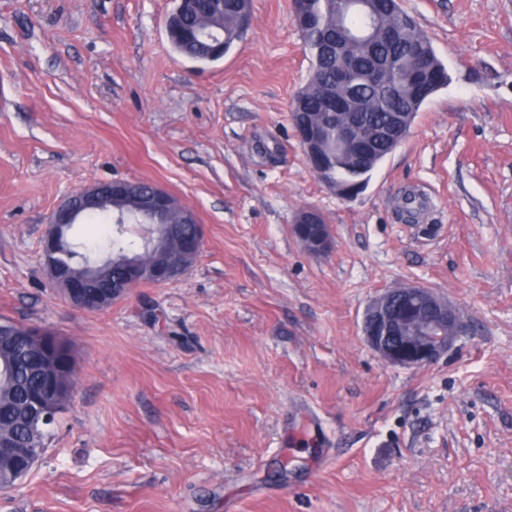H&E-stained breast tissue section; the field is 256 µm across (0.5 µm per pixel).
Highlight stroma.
<instances>
[{
    "mask_svg": "<svg viewBox=\"0 0 512 512\" xmlns=\"http://www.w3.org/2000/svg\"><path fill=\"white\" fill-rule=\"evenodd\" d=\"M173 0H0V320L51 329L77 385L0 512H512V0H403L448 69L403 143L342 198L290 102L310 60L289 0H251L223 59L176 53ZM143 180L203 247L166 286L72 308L52 211ZM312 208L331 248L292 226ZM436 290L463 329L405 369L370 301ZM304 127L305 130L303 132L295 130L296 137L306 157L309 159L311 170L315 175L320 174L323 163L318 150L319 135L314 129H310L306 125ZM302 211L298 213L295 224L293 226L296 238L298 239L304 250L307 251L308 253L313 255H320L326 253L331 248V237L328 224H326L323 215L315 210L316 214H307L308 217H310L309 220L305 222H297ZM303 224H307L306 226L309 231L315 230L318 226L320 228L314 236L305 237L303 233Z\"/></svg>",
    "mask_w": 512,
    "mask_h": 512,
    "instance_id": "obj_1",
    "label": "stroma"
}]
</instances>
